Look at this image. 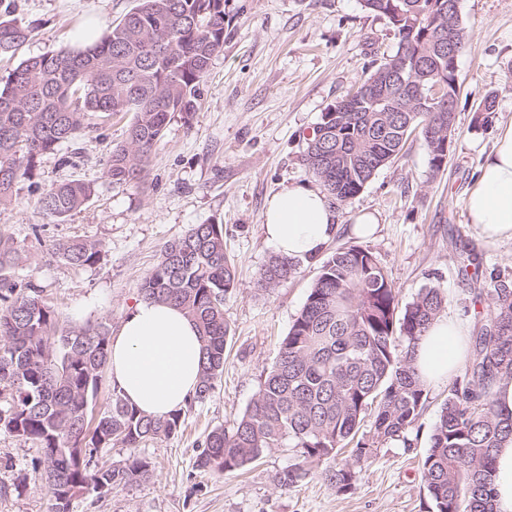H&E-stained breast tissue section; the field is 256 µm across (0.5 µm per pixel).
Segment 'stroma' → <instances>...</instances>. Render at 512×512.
<instances>
[{
  "mask_svg": "<svg viewBox=\"0 0 512 512\" xmlns=\"http://www.w3.org/2000/svg\"><path fill=\"white\" fill-rule=\"evenodd\" d=\"M135 4L0 0V15L18 17L32 30L16 57L0 59V78L20 59L101 35ZM459 13L467 47L456 60L460 89L444 167L432 169L422 139L411 136L357 195L336 202L340 231L332 244L369 250L400 304L421 288L440 287L447 310L463 313L474 334L492 304L490 274L512 281V241L482 243L464 210L478 166L512 124V0H459ZM397 46L388 21L361 0H226L224 48L200 85L193 120L172 119L142 188L112 184L106 175L131 120L120 113L84 132L78 145L40 156L11 204L0 206V231L24 248L15 280L42 286L64 325L103 321L118 331L162 247L192 225L223 224L236 266L237 285L224 299L231 333L213 390L178 433L140 444L139 455L154 466L148 481L79 498L73 512H429L420 461L448 396L444 382L427 389L425 408L408 433L411 446L391 440L375 448L354 491H337L317 467L281 488L277 476L294 460L289 448L268 451L232 473L196 466L207 433L232 429L254 399L319 274V262L302 260L287 281L259 288L273 253L262 230L265 201L284 186L310 181L303 163L307 137ZM489 93L496 96L492 121L474 125V109ZM69 180L92 186L90 201L62 221L40 212V193ZM364 210L378 219L369 239L350 231ZM71 239L101 243L100 261L77 268L56 258L54 246ZM465 265L479 270V278L462 277ZM39 456L36 443L0 431V512H50L49 485L33 469Z\"/></svg>",
  "mask_w": 512,
  "mask_h": 512,
  "instance_id": "stroma-1",
  "label": "stroma"
}]
</instances>
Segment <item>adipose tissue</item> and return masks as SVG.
I'll return each mask as SVG.
<instances>
[{
  "instance_id": "1",
  "label": "adipose tissue",
  "mask_w": 512,
  "mask_h": 512,
  "mask_svg": "<svg viewBox=\"0 0 512 512\" xmlns=\"http://www.w3.org/2000/svg\"><path fill=\"white\" fill-rule=\"evenodd\" d=\"M465 211L479 239L512 241V124L504 129L478 169ZM262 226L275 254L314 260L339 231L328 195L307 183H293L272 195ZM466 323L440 314L420 337L413 363L420 382L435 386L457 374L467 356ZM202 342L194 322L164 303L138 301L113 337L108 361L113 386L148 416L182 408L199 386Z\"/></svg>"
}]
</instances>
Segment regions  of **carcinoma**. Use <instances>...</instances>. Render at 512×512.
I'll return each mask as SVG.
<instances>
[{
	"label": "carcinoma",
	"instance_id": "carcinoma-1",
	"mask_svg": "<svg viewBox=\"0 0 512 512\" xmlns=\"http://www.w3.org/2000/svg\"><path fill=\"white\" fill-rule=\"evenodd\" d=\"M440 2L451 0H362V6L385 17L398 41L408 40L404 80L415 77L414 62L432 72L442 67L456 94L455 67L442 39L450 25L462 44L466 32L460 16L450 7L441 12ZM224 3L138 0L94 43L21 60L0 80V206L12 201L19 181L31 177L37 157L78 139L92 119L117 113L133 117L125 141L112 148L107 177L116 185L139 183L172 118L191 125L200 84L224 48ZM30 35L20 20L0 17V58L14 56ZM399 62L398 54L388 56L360 86L385 84ZM341 104L342 111L326 113L322 122L330 138L313 133L304 152L308 172L330 197L345 201L358 194L414 134L428 147L431 167L441 169L428 134L448 136L452 113L422 110L399 85L376 96L350 94ZM475 112V122L489 123L495 96L483 97ZM338 141L344 148L339 167ZM92 195L90 185L72 180L43 192L36 206L62 221ZM22 253L0 232V389L8 397L0 407V430L39 445L35 468L56 477L51 490L57 500L64 486L93 491L102 480L114 487L148 480V457L105 465L100 453L177 433L185 412L209 395L223 372L230 335L224 297L236 287L224 225L196 224L166 244L139 286L142 299L181 308L199 328L201 379L186 409L145 416L114 387L92 430L89 401L108 365L110 329L103 322L60 325L40 286L13 280ZM54 255L73 267H91L101 246L70 240L55 246ZM295 271V261L272 255L258 285L269 290ZM491 292L495 307L470 338L464 371L448 385L421 461L433 512H495L496 452L512 438V412H502L494 400L496 385L512 380V283L496 280ZM446 302L439 288L429 286L400 313L395 290L370 251L349 245L328 252L255 398L232 430L218 427L205 436L197 466L228 473L274 448H291L295 462L277 477L278 485L288 487L312 464L351 445L352 461L325 469L323 476L339 492L353 490L357 468L372 448L398 439L409 444L407 432L426 400L411 349ZM368 415L372 436L359 438Z\"/></svg>",
	"mask_w": 512,
	"mask_h": 512
}]
</instances>
